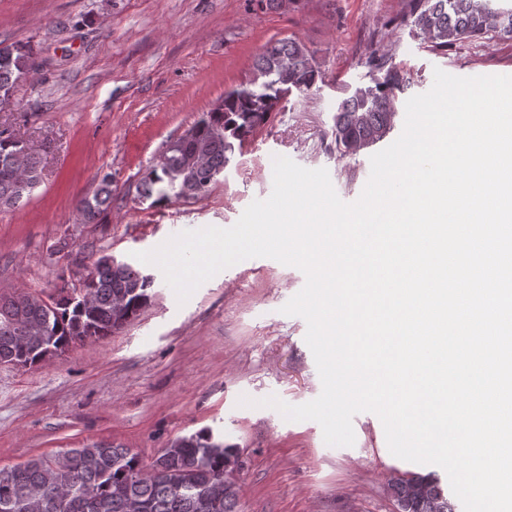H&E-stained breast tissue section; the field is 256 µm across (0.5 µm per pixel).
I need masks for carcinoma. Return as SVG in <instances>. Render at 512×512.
Wrapping results in <instances>:
<instances>
[{"label":"carcinoma","instance_id":"obj_1","mask_svg":"<svg viewBox=\"0 0 512 512\" xmlns=\"http://www.w3.org/2000/svg\"><path fill=\"white\" fill-rule=\"evenodd\" d=\"M499 0H409L411 24L434 47L489 32L512 37V6ZM36 67L32 49L0 42V98ZM318 77L312 57L294 39L270 43L254 62L245 86L228 91L192 136L169 144L159 167L141 183V196L162 203L207 198L224 172L227 153L267 121L283 96L311 88ZM409 78L386 71L383 80L357 88L338 106L334 123L341 154L382 141L396 116L395 92ZM38 153L8 128L0 129V210L18 207L39 186ZM112 206V175H104L92 195L77 200L84 222L96 224ZM152 279L126 263L103 255L93 277L63 286L47 304L27 296L0 294V364L32 367L49 352L64 353L87 337L110 336L150 304ZM237 449L209 431L182 438L161 451L152 472L128 448L105 444L38 455L10 469L0 468V512H239L238 487L224 475L234 470ZM399 512H455L440 482L410 473L389 483Z\"/></svg>","mask_w":512,"mask_h":512}]
</instances>
